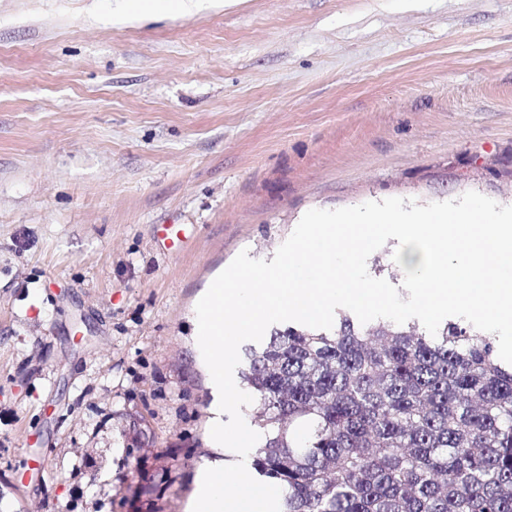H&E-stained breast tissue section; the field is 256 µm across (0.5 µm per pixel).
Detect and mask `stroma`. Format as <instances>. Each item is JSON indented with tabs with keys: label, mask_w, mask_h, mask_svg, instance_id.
<instances>
[{
	"label": "stroma",
	"mask_w": 512,
	"mask_h": 512,
	"mask_svg": "<svg viewBox=\"0 0 512 512\" xmlns=\"http://www.w3.org/2000/svg\"><path fill=\"white\" fill-rule=\"evenodd\" d=\"M115 4L0 0V512H191L225 463L195 308L241 250L512 205V0ZM194 225L191 224H157L155 234L162 245L169 251L184 249L192 236Z\"/></svg>",
	"instance_id": "35a3bbf8"
}]
</instances>
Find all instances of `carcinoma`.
I'll return each mask as SVG.
<instances>
[{"label": "carcinoma", "mask_w": 512, "mask_h": 512, "mask_svg": "<svg viewBox=\"0 0 512 512\" xmlns=\"http://www.w3.org/2000/svg\"><path fill=\"white\" fill-rule=\"evenodd\" d=\"M240 378L280 512H512V364L469 323L294 322Z\"/></svg>", "instance_id": "carcinoma-1"}]
</instances>
